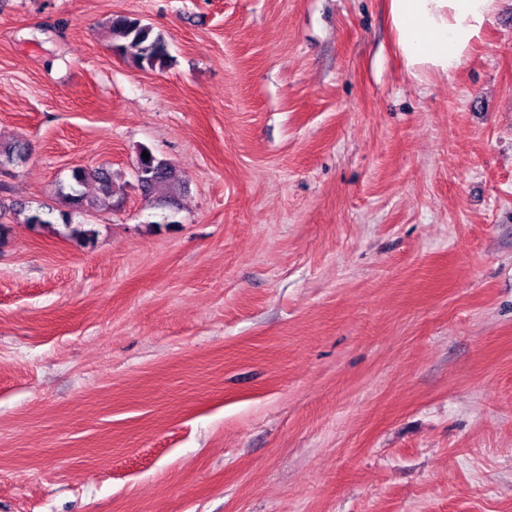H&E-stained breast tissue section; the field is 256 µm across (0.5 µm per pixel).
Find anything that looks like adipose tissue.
<instances>
[{
  "label": "adipose tissue",
  "instance_id": "adipose-tissue-1",
  "mask_svg": "<svg viewBox=\"0 0 512 512\" xmlns=\"http://www.w3.org/2000/svg\"><path fill=\"white\" fill-rule=\"evenodd\" d=\"M499 0H388L396 47L409 75L462 67L493 22Z\"/></svg>",
  "mask_w": 512,
  "mask_h": 512
}]
</instances>
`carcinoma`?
Listing matches in <instances>:
<instances>
[{
    "label": "carcinoma",
    "instance_id": "carcinoma-1",
    "mask_svg": "<svg viewBox=\"0 0 512 512\" xmlns=\"http://www.w3.org/2000/svg\"><path fill=\"white\" fill-rule=\"evenodd\" d=\"M112 33V50L119 56L132 53L134 63L141 69L163 70L168 67L171 57L168 41L161 32L133 14H119L109 20ZM27 152V144L17 141L10 146L0 147V163H15L22 160ZM138 161L149 172L148 180L141 186V192L149 196L157 188L164 186L171 195L162 201L164 206H172L175 195L181 190L182 184L172 163L149 154V158L138 156ZM73 183L59 187L57 195L63 209L59 216L68 230V236L76 242L87 246L93 243L96 231L90 224H72L68 220L69 210H99L112 208V172L103 168H78L72 173ZM89 180L99 184L100 195L90 199L81 190Z\"/></svg>",
    "mask_w": 512,
    "mask_h": 512
}]
</instances>
